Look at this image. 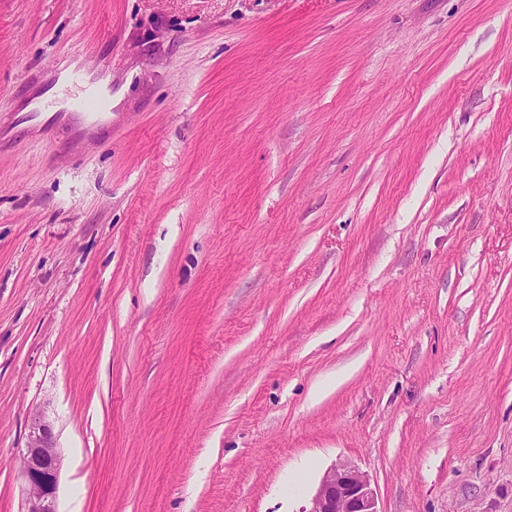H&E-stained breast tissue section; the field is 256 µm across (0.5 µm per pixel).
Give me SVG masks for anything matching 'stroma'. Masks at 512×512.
Listing matches in <instances>:
<instances>
[{
	"label": "stroma",
	"instance_id": "35a3bbf8",
	"mask_svg": "<svg viewBox=\"0 0 512 512\" xmlns=\"http://www.w3.org/2000/svg\"><path fill=\"white\" fill-rule=\"evenodd\" d=\"M39 411L59 512H512V0H0V512ZM301 512H379L370 481L356 467L342 465L325 475Z\"/></svg>",
	"mask_w": 512,
	"mask_h": 512
}]
</instances>
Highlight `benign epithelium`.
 Wrapping results in <instances>:
<instances>
[{
  "mask_svg": "<svg viewBox=\"0 0 512 512\" xmlns=\"http://www.w3.org/2000/svg\"><path fill=\"white\" fill-rule=\"evenodd\" d=\"M61 455L53 425L37 414L31 420L22 452L27 486L22 512H58L57 491ZM302 512H379L370 481L356 467L342 465L325 475Z\"/></svg>",
  "mask_w": 512,
  "mask_h": 512,
  "instance_id": "7a95c632",
  "label": "benign epithelium"
}]
</instances>
